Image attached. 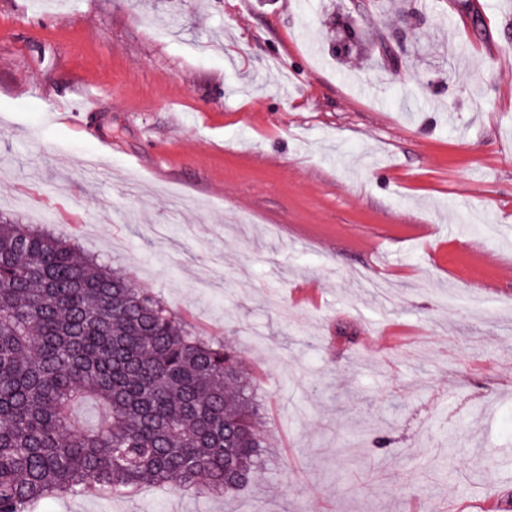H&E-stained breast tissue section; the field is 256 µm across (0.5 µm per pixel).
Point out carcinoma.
Returning <instances> with one entry per match:
<instances>
[{
	"instance_id": "cac0c4a2",
	"label": "carcinoma",
	"mask_w": 512,
	"mask_h": 512,
	"mask_svg": "<svg viewBox=\"0 0 512 512\" xmlns=\"http://www.w3.org/2000/svg\"><path fill=\"white\" fill-rule=\"evenodd\" d=\"M240 350L75 244L0 224V512L89 485L234 493L267 447ZM89 399L105 416H75Z\"/></svg>"
}]
</instances>
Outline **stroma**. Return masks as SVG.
Returning a JSON list of instances; mask_svg holds the SVG:
<instances>
[{
  "label": "stroma",
  "mask_w": 512,
  "mask_h": 512,
  "mask_svg": "<svg viewBox=\"0 0 512 512\" xmlns=\"http://www.w3.org/2000/svg\"><path fill=\"white\" fill-rule=\"evenodd\" d=\"M471 2L481 25L415 0L413 31L376 0H0V216L50 211L239 346L271 449L232 494L89 487L34 512L512 504V0ZM359 3L364 32L403 35L399 74L332 55Z\"/></svg>",
  "instance_id": "obj_1"
}]
</instances>
